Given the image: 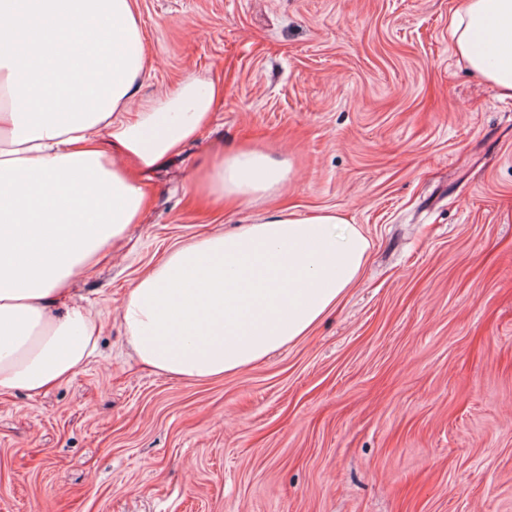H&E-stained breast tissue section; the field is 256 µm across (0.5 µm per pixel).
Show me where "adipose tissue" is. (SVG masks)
<instances>
[{
	"label": "adipose tissue",
	"instance_id": "ef3b65f1",
	"mask_svg": "<svg viewBox=\"0 0 512 512\" xmlns=\"http://www.w3.org/2000/svg\"><path fill=\"white\" fill-rule=\"evenodd\" d=\"M459 57L512 97V0H465ZM150 68L135 0H0V389L69 381L101 327L52 308L121 249L148 208L145 180L210 124L224 88L186 76L139 98ZM288 160L226 146L193 188L234 205L282 191ZM370 243L333 210L277 211L174 247L122 303L136 357L182 380L218 379L295 343L357 279Z\"/></svg>",
	"mask_w": 512,
	"mask_h": 512
}]
</instances>
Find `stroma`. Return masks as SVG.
Masks as SVG:
<instances>
[{
	"label": "stroma",
	"mask_w": 512,
	"mask_h": 512,
	"mask_svg": "<svg viewBox=\"0 0 512 512\" xmlns=\"http://www.w3.org/2000/svg\"><path fill=\"white\" fill-rule=\"evenodd\" d=\"M464 0H137L139 94L221 80L212 123L148 179L122 252L69 302L97 356L0 391V512H512V98L474 75ZM292 163L277 201L204 206L220 147ZM333 209L367 264L308 336L220 380L154 373L119 316L175 245L272 206Z\"/></svg>",
	"instance_id": "obj_1"
}]
</instances>
